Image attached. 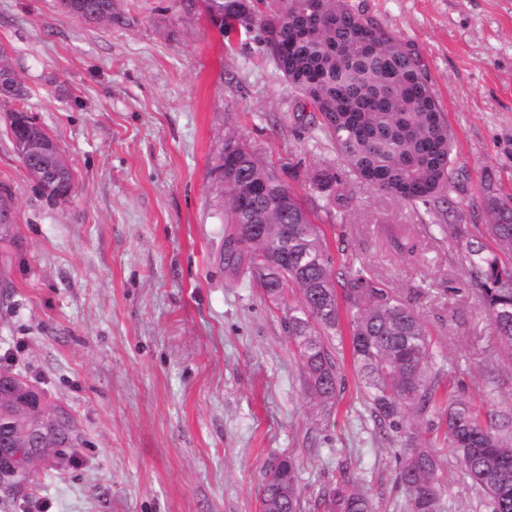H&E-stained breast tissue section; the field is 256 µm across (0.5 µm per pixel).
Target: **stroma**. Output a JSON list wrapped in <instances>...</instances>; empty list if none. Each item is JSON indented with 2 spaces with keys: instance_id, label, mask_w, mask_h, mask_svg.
I'll return each mask as SVG.
<instances>
[{
  "instance_id": "35a3bbf8",
  "label": "stroma",
  "mask_w": 512,
  "mask_h": 512,
  "mask_svg": "<svg viewBox=\"0 0 512 512\" xmlns=\"http://www.w3.org/2000/svg\"><path fill=\"white\" fill-rule=\"evenodd\" d=\"M411 44L454 136L458 221L486 241L487 193L512 199V0H349ZM111 25L59 0H0V47L22 77L21 109L56 137L74 174L47 202L0 121V369L19 373L78 427L31 483L0 487V512H260L271 458L299 462L301 512H327L339 479L376 512H410L404 439L380 432L349 367L330 418L309 412L283 308L228 278L222 188L208 174L225 137L299 196L331 143L252 38L226 44L201 0H112ZM321 209L335 264L360 262L407 297L433 341L437 405L512 418V357L438 213L352 191ZM406 224L404 251L384 227ZM439 452L445 512H490L448 453L437 413L416 419Z\"/></svg>"
}]
</instances>
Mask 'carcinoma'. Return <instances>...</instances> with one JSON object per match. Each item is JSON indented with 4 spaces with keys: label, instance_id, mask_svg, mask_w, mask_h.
Wrapping results in <instances>:
<instances>
[{
    "label": "carcinoma",
    "instance_id": "1",
    "mask_svg": "<svg viewBox=\"0 0 512 512\" xmlns=\"http://www.w3.org/2000/svg\"><path fill=\"white\" fill-rule=\"evenodd\" d=\"M211 23L226 33L260 31L259 43L298 98L314 100L311 124L334 147L343 168L317 169L308 199L323 208L344 209L348 187L364 184L411 206H442L457 188L453 178V135L423 71L416 49L354 10L346 0H317L335 17L301 19L285 0L262 15L251 0H204ZM79 20L112 25V0H61ZM54 141L41 126L11 131L13 150L26 162L29 137ZM210 173L224 186V249L229 278H256L265 294L284 304L282 326L299 361L308 402L328 416L340 390L331 340L349 329V356L365 405L377 428L400 434L408 416L436 409L439 373L433 344L413 304L372 275L364 264L339 269L306 203L245 145L224 140ZM51 201L66 200L74 176L55 172L32 177ZM487 225L495 248L470 238L462 224H439L463 249L470 285L476 288L504 349L512 354V204L489 194ZM268 225L264 237L246 243L254 215ZM299 293L285 304L288 289ZM458 466L489 498L491 512H512V432L481 419L468 404L452 401L439 412ZM76 424L61 413L60 426L40 441L20 434L16 447L37 456L62 448ZM299 464L274 459L260 487L261 512H300ZM412 512H443L444 473L437 450L416 436L399 471ZM328 512H373L367 495L350 481L328 492Z\"/></svg>",
    "mask_w": 512,
    "mask_h": 512
}]
</instances>
